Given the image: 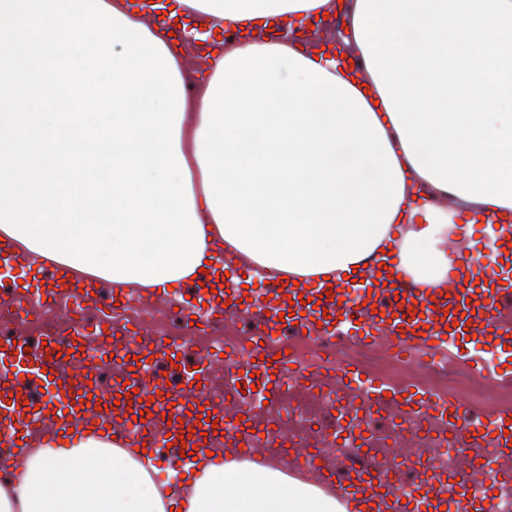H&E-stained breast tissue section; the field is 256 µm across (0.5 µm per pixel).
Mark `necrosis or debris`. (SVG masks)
I'll return each mask as SVG.
<instances>
[{"label":"necrosis or debris","instance_id":"necrosis-or-debris-1","mask_svg":"<svg viewBox=\"0 0 512 512\" xmlns=\"http://www.w3.org/2000/svg\"><path fill=\"white\" fill-rule=\"evenodd\" d=\"M131 311L139 327L147 333H164L169 337L180 334V314L167 300L150 297L141 298L132 305ZM74 325L69 316L58 315L37 308L30 319L17 318L9 307L0 306V335L32 332L41 336L66 337L71 335ZM288 348L297 361L338 363L353 362L361 366L366 375L381 379L391 385L411 384L430 391L442 398H459L469 393L466 407L468 417L490 416L512 410V380L499 381L493 392H485V381L471 372L461 362L437 356L426 364H416L393 356H377L375 350L361 348L337 339L305 343L289 339ZM335 379H327L321 388L313 389L291 385L284 398L288 418V432L304 438L312 456L326 465L349 455H357V448L336 447L332 434L339 420L332 411L337 399ZM416 449L419 456L434 455L437 464L455 469L465 466L471 457H479L489 463H503L512 468V461H500L495 448L483 446L478 449L464 448L455 438L449 437L440 422L424 421L418 429L409 430L396 422H380L371 436L364 439L374 458L376 467L389 471L394 479L393 487L401 494L412 493L417 483V459H399L392 455L394 444Z\"/></svg>","mask_w":512,"mask_h":512}]
</instances>
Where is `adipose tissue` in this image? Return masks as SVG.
Instances as JSON below:
<instances>
[{
    "instance_id": "1",
    "label": "adipose tissue",
    "mask_w": 512,
    "mask_h": 512,
    "mask_svg": "<svg viewBox=\"0 0 512 512\" xmlns=\"http://www.w3.org/2000/svg\"><path fill=\"white\" fill-rule=\"evenodd\" d=\"M177 3L280 34L213 40L189 99L156 13L0 0L1 239L117 288H176L224 253L306 283L386 253L442 288L464 216L512 221V0ZM337 7L359 82L287 31ZM161 472L148 447L79 433L0 481V512H347L271 462Z\"/></svg>"
}]
</instances>
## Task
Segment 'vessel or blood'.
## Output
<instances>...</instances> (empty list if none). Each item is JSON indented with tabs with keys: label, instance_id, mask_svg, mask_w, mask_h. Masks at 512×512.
Here are the masks:
<instances>
[{
	"label": "vessel or blood",
	"instance_id": "1",
	"mask_svg": "<svg viewBox=\"0 0 512 512\" xmlns=\"http://www.w3.org/2000/svg\"><path fill=\"white\" fill-rule=\"evenodd\" d=\"M486 222L493 225V234L505 243V250L499 251L491 263L463 261L456 281L446 291L436 293L411 286L375 263L363 268L359 281H341L335 292L326 284L285 285L273 277L264 293L251 297L234 285L244 273V266L231 256H222L219 276L202 285L190 284V300L179 305L186 336L199 335L202 327L223 314L227 300L240 302L244 310L257 313L258 322L248 346L203 347L193 361L187 357L184 339L167 341L142 334L138 327L113 323L86 326L82 321L84 304L95 290L93 283L69 278L0 242V266L35 272L36 285L28 291L32 304H25L19 297L13 300L20 314L63 297L70 303L75 323V332L63 353L58 351V340L53 336L35 351L27 350V340L22 336L13 342H0V363L11 366L10 371L0 372V466L20 469L29 455L32 437L50 440L72 427L117 431L134 444L151 435L157 437L162 448L184 446L196 450L221 439L232 446L237 458L268 462L272 454L288 445L281 420L259 399L243 400L232 410L213 409L206 387L213 368L222 362L231 365L233 380L241 389L266 390L274 399L293 382L314 383L335 376L342 406L355 412L344 428L348 440L361 439L371 416L390 406L399 409L404 418L443 420L466 446H479L485 438H492L499 457L512 459L510 411L466 425L457 401L420 390L405 393L389 389L379 379L363 377L358 367H297L292 357L275 355L265 344L267 337L288 333L311 337L340 333L379 349L405 352L424 360L439 352L462 354L476 371L500 380L507 378L505 366L512 363V321L502 318L500 308L512 302V225L496 224L491 216ZM300 296L305 297V304H297ZM464 316L469 326H460ZM486 348L497 352L499 367L484 365L481 352ZM132 356L139 357V365L130 366L128 359ZM160 363L177 364L184 389L192 395L190 401H180L168 386L167 376L156 372ZM68 364L75 365L77 373L65 379L61 373ZM104 364L111 366L112 377L109 400L101 406L92 397L94 388L89 379L96 367ZM33 379L39 380L49 395L39 405L22 399ZM144 389L150 396L142 400L137 393ZM96 405L101 412L95 420L78 419V411ZM203 410L210 412V419L200 418ZM308 466L319 474L321 487L352 504V512H441L442 506L450 502L455 503L456 512H484L482 503L468 498L466 487L491 479L482 463L450 479L439 476L432 462L425 461L414 493L404 497L389 492L385 480L375 479V467L365 456L341 468L327 470L315 460Z\"/></svg>",
	"mask_w": 512,
	"mask_h": 512
}]
</instances>
